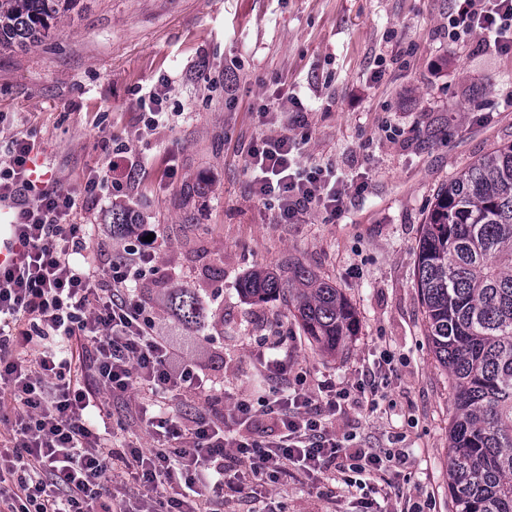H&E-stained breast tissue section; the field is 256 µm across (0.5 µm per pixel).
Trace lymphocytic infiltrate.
I'll list each match as a JSON object with an SVG mask.
<instances>
[{"instance_id":"obj_1","label":"lymphocytic infiltrate","mask_w":512,"mask_h":512,"mask_svg":"<svg viewBox=\"0 0 512 512\" xmlns=\"http://www.w3.org/2000/svg\"><path fill=\"white\" fill-rule=\"evenodd\" d=\"M455 2L453 31L495 34L498 48L512 51V0ZM294 148L284 135L250 151L256 194L277 196L280 224L314 206L340 215L331 169H294ZM37 155L34 142L16 138L0 166V203H10L26 246L20 265L0 273V424L9 447L0 453V512H112L118 467L148 491L139 512H222L228 471L275 478L292 465L310 473L334 467L350 489L355 474L399 463L327 433L304 390L306 374L284 358L255 361L269 385L261 413L276 421L278 437L227 433L200 357L175 346L130 291L131 280L155 269L160 242L108 249L100 263L90 228L73 221L71 191L35 179ZM37 334L58 337L60 351L30 356ZM142 387L162 398L196 391L205 399L190 418L150 417L151 447L114 449L87 415L101 400H126Z\"/></svg>"}]
</instances>
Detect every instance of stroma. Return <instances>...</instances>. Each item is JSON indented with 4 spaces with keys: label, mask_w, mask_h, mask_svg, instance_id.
<instances>
[{
    "label": "stroma",
    "mask_w": 512,
    "mask_h": 512,
    "mask_svg": "<svg viewBox=\"0 0 512 512\" xmlns=\"http://www.w3.org/2000/svg\"><path fill=\"white\" fill-rule=\"evenodd\" d=\"M453 9L454 0H87L45 43L0 55V148L17 135L35 142L46 171L79 194L74 222L94 225L96 238L122 246L136 235L113 233L111 197L80 195L86 178L111 179L115 145L147 157L125 204L161 235L171 283L195 288L210 320L187 330L157 313L189 352L223 354L216 385L261 395L253 355L288 329L287 348L270 354L306 372L314 403L327 379L352 391L344 414L323 411L328 433L403 459L385 474L386 499L371 474L348 493L328 474L293 468L225 488L224 512H361L366 502L406 512L424 501L452 512L451 394L424 330L418 243L437 191L512 141V54L490 35L449 38ZM281 92L303 111H273ZM155 94L154 127L141 102ZM284 134L302 168H335L341 218L311 208L279 224L275 198L256 196L247 152ZM297 265L355 309L358 333L336 355L309 343L287 300L240 291L251 271ZM386 354L376 400L356 393ZM198 401L141 391L90 424L113 445L146 448L144 405L188 417Z\"/></svg>",
    "instance_id": "1"
}]
</instances>
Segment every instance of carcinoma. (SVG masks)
<instances>
[{"label":"carcinoma","mask_w":512,"mask_h":512,"mask_svg":"<svg viewBox=\"0 0 512 512\" xmlns=\"http://www.w3.org/2000/svg\"><path fill=\"white\" fill-rule=\"evenodd\" d=\"M84 0H0V53L43 43ZM416 286L426 336L450 381L448 469L453 512H512V142L493 147L441 188L423 224ZM255 301L286 296L305 336L334 355L357 333L351 303L310 270H258ZM172 314L205 324L195 289H168Z\"/></svg>","instance_id":"carcinoma-1"}]
</instances>
